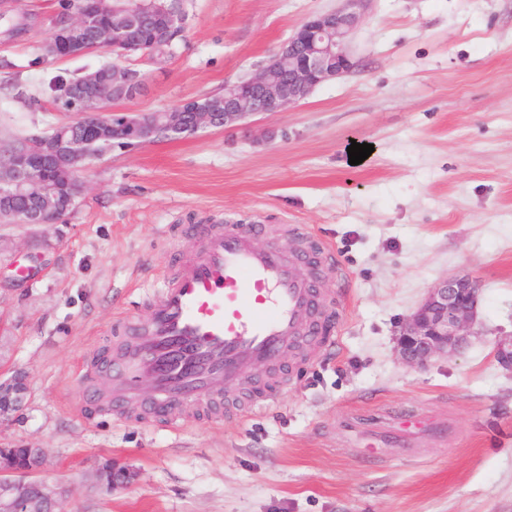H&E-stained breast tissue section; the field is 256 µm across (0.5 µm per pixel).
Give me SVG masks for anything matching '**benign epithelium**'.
<instances>
[{
  "mask_svg": "<svg viewBox=\"0 0 512 512\" xmlns=\"http://www.w3.org/2000/svg\"><path fill=\"white\" fill-rule=\"evenodd\" d=\"M367 0H344L341 8L306 20L266 64L244 79L224 84V111L217 112L208 96L184 103L185 112L113 111L94 94L98 72L65 83L53 94L52 105L71 115L66 127L36 135L23 150L0 158V220L11 224L49 225L62 221L85 188L79 164L97 159L121 140L134 145L174 140L206 128H227L252 116L282 112L304 100L317 86L350 72L354 65L349 39L358 27ZM160 17L166 30L182 25L169 0H94L86 10L71 0L63 27L51 26L41 43L46 59L76 58L108 52L116 62L105 66L112 91L124 96L145 85V77L124 65L146 58L150 49L134 35L145 12ZM17 197L31 200L25 210L13 207ZM480 281L471 276L438 280L399 326L396 356L411 368H423L434 359L462 352L477 334ZM325 309L311 301L304 331L284 349L279 362L263 365L279 369L284 359L302 351L312 330H323ZM494 358L512 373V336L496 341ZM26 384L19 376L0 383V417L21 407ZM41 448L22 458L12 448H0V512H54L60 508L55 489L37 479L44 465Z\"/></svg>",
  "mask_w": 512,
  "mask_h": 512,
  "instance_id": "obj_1",
  "label": "benign epithelium"
}]
</instances>
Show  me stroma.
<instances>
[{
	"instance_id": "obj_1",
	"label": "stroma",
	"mask_w": 512,
	"mask_h": 512,
	"mask_svg": "<svg viewBox=\"0 0 512 512\" xmlns=\"http://www.w3.org/2000/svg\"><path fill=\"white\" fill-rule=\"evenodd\" d=\"M59 3L16 4L40 28L0 44V145L67 121L44 81L113 61H43ZM341 5L183 0L182 37L134 62L148 88L120 107L223 93ZM350 50L351 72L295 107L90 161L62 223H0V377L28 389L0 448H44L62 512H512V373L493 357L512 335V0H368ZM353 141L374 147L357 165ZM227 218L264 224V243L286 250L322 245L334 314L322 343L272 376L267 407L226 394L237 409L220 422L203 404L174 427L91 414L93 358L200 247L195 225ZM464 274L481 282L479 335L401 364L399 324ZM107 460L135 482L99 486Z\"/></svg>"
}]
</instances>
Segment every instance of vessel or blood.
I'll return each mask as SVG.
<instances>
[{
    "mask_svg": "<svg viewBox=\"0 0 512 512\" xmlns=\"http://www.w3.org/2000/svg\"><path fill=\"white\" fill-rule=\"evenodd\" d=\"M263 224H205L203 248L180 259L154 288L146 319L128 317L135 344L113 356L111 399H92L96 412L122 421L128 399L146 395L141 419L211 396L252 363L276 362L308 311L312 282L299 260L253 245Z\"/></svg>",
    "mask_w": 512,
    "mask_h": 512,
    "instance_id": "b4317fda",
    "label": "vessel or blood"
}]
</instances>
